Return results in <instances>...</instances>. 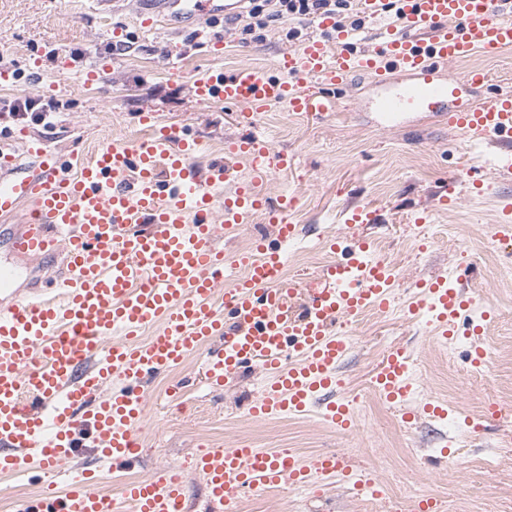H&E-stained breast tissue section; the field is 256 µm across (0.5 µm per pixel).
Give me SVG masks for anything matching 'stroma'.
<instances>
[{
    "mask_svg": "<svg viewBox=\"0 0 512 512\" xmlns=\"http://www.w3.org/2000/svg\"><path fill=\"white\" fill-rule=\"evenodd\" d=\"M139 9V0H0V53L11 74L0 81V100H55L51 124L27 127L63 156L87 158L102 144L146 138L138 115L147 110L161 125L195 134L199 167L222 160L225 147L242 132L237 114L223 102L196 99L191 82L220 67H271L299 47L286 37L289 22L273 21L246 36L240 24L220 19L200 35L177 21L144 28ZM117 29L126 51L104 53ZM95 63L102 66L98 79L85 85V72ZM473 67L492 78L490 89L474 93V100L512 95V48L480 50L448 69L460 75ZM374 96L358 77L340 93L341 107L330 116L303 117L274 107L258 120L272 148L293 158L291 168L275 172L265 187L270 200L296 201L291 220L299 234L286 256V277L311 279L327 257L320 244L325 236L369 239L401 274L391 291L393 309L360 315L350 334L352 348L336 367L343 381L336 395L354 407L350 428L331 429L315 410L266 420L246 417L241 404L260 390L259 370L220 389L195 386L181 396L180 412H172L167 390L179 376L198 374L196 356L181 371L161 374L148 385L138 428L144 452L130 470L102 471L100 492L112 497L127 480L177 471L185 512H209L203 479L192 465L209 443L290 448L307 462L331 452L373 484L367 490L336 479L247 492L239 496V512H412L425 497L435 498L440 512H512V443L504 441L512 435V278L499 275L503 265H512V247L495 238L499 211L512 205V174L496 165L494 146L464 137L433 113L417 114L402 126H380L371 107ZM464 170L469 180L481 182V191L460 179ZM446 193L452 201L444 206L439 198ZM357 206L370 208L372 222L348 223ZM418 214L427 215L426 224H413ZM472 262L480 278L468 290L490 319L485 334L458 335L451 349L405 309L416 281L453 276ZM380 336L414 360L411 379L418 388L397 404L381 400L372 387L383 355L376 344ZM476 346L487 353L478 372L463 361ZM432 401L447 404L446 421L424 412ZM493 404L502 418L482 431L470 429ZM407 412L412 422L403 421ZM445 446L451 451L447 465H431Z\"/></svg>",
    "mask_w": 512,
    "mask_h": 512,
    "instance_id": "1",
    "label": "stroma"
}]
</instances>
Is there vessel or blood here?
Listing matches in <instances>:
<instances>
[{
  "label": "vessel or blood",
  "mask_w": 512,
  "mask_h": 512,
  "mask_svg": "<svg viewBox=\"0 0 512 512\" xmlns=\"http://www.w3.org/2000/svg\"><path fill=\"white\" fill-rule=\"evenodd\" d=\"M168 6L203 28L237 13L240 0H169ZM398 6L396 23L380 30L374 52L350 50L349 33L324 16L319 35L280 56L274 72L243 63L196 77L194 96L234 105L245 128L207 173L193 163L196 141L167 126L131 147H100L74 175L41 139H25L20 156L0 147V217L20 219L0 229V250L30 264L64 258L62 270L45 272L27 294L14 286L16 271L0 266V474L43 472L40 497L21 501L18 512H181L184 485L169 473L124 483L116 500L96 490V468L74 469L65 490L55 472L84 445L115 470L136 461L145 380L218 336L223 348L208 353L201 368L208 387H223L252 366L268 376L248 416H302L321 393L328 397L323 421L350 428L347 405L333 397L346 347L338 329L364 311L388 308L396 268L366 260V242L335 241L329 248L340 259L323 266L309 287L285 279L280 246L297 235L288 220L295 202L285 197L268 213L279 248L261 243L229 263L215 238L219 226L249 223L264 208L270 174L293 162L265 139L259 115L274 106L303 116L337 111L336 91L357 75L375 87L383 124L411 112L447 116L463 136L500 145V167L512 170V97L464 102L467 92L488 86V72H440L476 51L511 47L512 0H399ZM394 70L402 80L390 79ZM239 156L250 159L252 177L238 182L235 200L214 214L209 190L238 181ZM229 264L245 274L218 291ZM475 304L440 277L416 282L407 314L431 313L444 337L471 323ZM155 325L159 333L144 339ZM409 359L398 348L379 361L373 383L381 398L405 396ZM194 466L211 512H238L240 491L349 475L332 454L306 464L291 451L242 445L199 452Z\"/></svg>",
  "instance_id": "vessel-or-blood-1"
}]
</instances>
